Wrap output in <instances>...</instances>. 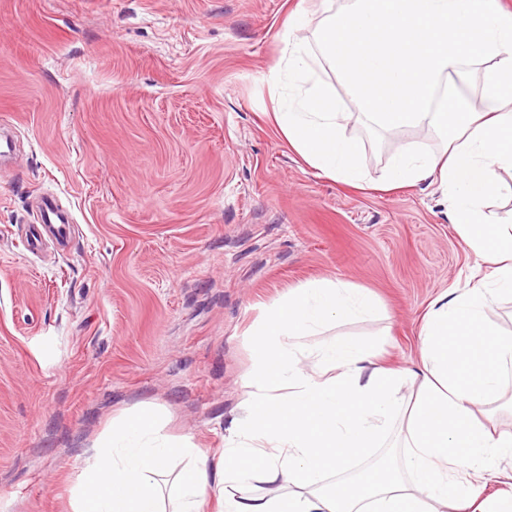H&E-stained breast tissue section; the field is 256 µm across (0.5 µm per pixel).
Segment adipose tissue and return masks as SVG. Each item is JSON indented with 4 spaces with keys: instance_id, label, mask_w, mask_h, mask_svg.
I'll list each match as a JSON object with an SVG mask.
<instances>
[{
    "instance_id": "obj_1",
    "label": "adipose tissue",
    "mask_w": 512,
    "mask_h": 512,
    "mask_svg": "<svg viewBox=\"0 0 512 512\" xmlns=\"http://www.w3.org/2000/svg\"><path fill=\"white\" fill-rule=\"evenodd\" d=\"M295 16L281 34L270 73L280 89L274 122L314 169L361 189L437 186L451 224L488 273L435 297L422 318L421 366L413 401L398 392L409 372L378 360L353 339L332 341L328 369H306L297 337L340 320L374 314L359 288L332 279L306 282L264 306L248 333L249 398L224 438V480L212 484L208 455L164 433L155 415L122 416L88 451L72 512H166L157 482L178 469L174 512H512V497L483 500L472 477L499 475L512 433L481 421L512 380V336L493 327L498 299L512 296V225L493 224L485 203L512 169V11L500 0H346L312 37ZM318 48L363 113L382 128L430 126L439 151L398 154L387 176L368 180L360 146L344 135L331 82L312 75ZM483 70L478 110L434 105L443 78L464 65ZM396 430L404 453L338 481L329 476ZM293 485L288 497L248 493L253 479Z\"/></svg>"
}]
</instances>
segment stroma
<instances>
[{"label": "stroma", "mask_w": 512, "mask_h": 512, "mask_svg": "<svg viewBox=\"0 0 512 512\" xmlns=\"http://www.w3.org/2000/svg\"><path fill=\"white\" fill-rule=\"evenodd\" d=\"M345 0H0V512H70L86 451L124 413L211 454L246 398L262 305L329 277L378 301L302 337L416 361L429 301L477 257L433 189L338 183L277 130L269 82L292 12ZM480 68L437 98L478 108ZM370 177L432 129L345 127ZM53 192L64 239H26Z\"/></svg>", "instance_id": "35a3bbf8"}]
</instances>
